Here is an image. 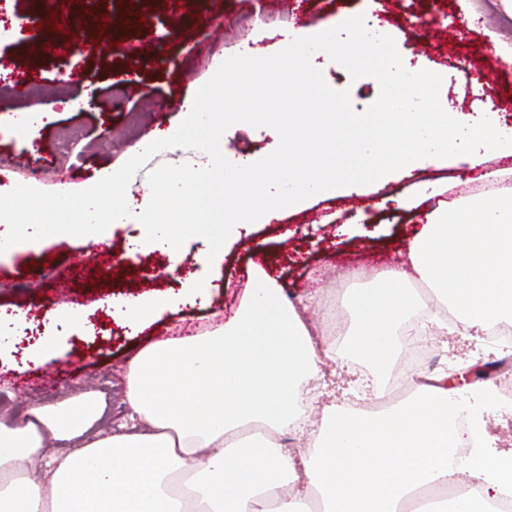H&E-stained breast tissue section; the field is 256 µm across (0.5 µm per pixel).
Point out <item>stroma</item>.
Returning <instances> with one entry per match:
<instances>
[{
    "instance_id": "stroma-1",
    "label": "stroma",
    "mask_w": 512,
    "mask_h": 512,
    "mask_svg": "<svg viewBox=\"0 0 512 512\" xmlns=\"http://www.w3.org/2000/svg\"><path fill=\"white\" fill-rule=\"evenodd\" d=\"M44 14L59 11L68 17L71 41L102 38L107 47L96 57L72 54L47 58L38 45L52 25H37L27 0H0V16L9 24L0 36V61L11 59L38 75L44 93L30 98L0 87V112H26L48 108L55 124L31 130L32 148L19 146L8 128L0 129V189L35 183L40 190L87 189L99 172L118 170L139 153L142 140L164 138L183 120L182 102L217 70L219 58L236 55L249 46L255 55L269 56L281 49L285 33L301 27L325 29L348 17L377 23L395 40L402 60L423 65L443 78L442 94L465 113L483 112L504 135L512 134V0H114V14L141 15L142 23L124 32H97L85 28L79 17L96 11V0H41ZM221 16L223 32L212 50L200 52L203 14ZM429 19L428 28L408 26V17ZM327 85L348 93L355 111H365L380 94L371 77L352 78L339 64L322 63ZM92 93L94 108L66 111L73 99ZM277 133L266 127L237 131L225 152L232 163L254 162L272 153ZM191 164L202 168L208 157L181 147L151 155L132 177L137 194L150 190L149 174L163 165ZM471 185L472 198L486 190L512 193V155L486 154L470 167L449 162L436 170L414 169L399 173L386 188L371 184L357 193L356 206L347 197L314 196L297 208L281 209L266 224L253 225L249 234L229 236L212 265L196 260L207 249L204 238L192 237L182 247L184 258L176 276L155 277L152 292L174 294L192 283L209 284L205 305L179 306L137 333L121 329L107 313L112 295L143 294L151 262H136L126 255L128 230L117 231L110 245L114 252L109 276L96 275V262L87 260V248L71 235L49 238L39 249L17 251L0 258V308L23 313L15 330L38 329L57 334L68 350L65 359L49 367L11 368L10 349L0 350V398L20 410L35 404L75 407L87 392L105 396L113 425L128 421L124 377L130 359L158 338L205 332L223 325L238 307L246 288L252 287L250 263L255 252L267 254L264 270L292 302H305L308 317L321 324L325 288L340 271L359 264L364 274L406 262L408 245L426 214L453 207L463 199L461 184ZM415 201L412 209L395 204L380 206L383 194ZM68 269L70 299L57 300V273ZM352 280L349 291L364 286ZM83 310V330L52 327L51 312ZM476 337L456 335L432 339L438 369L490 363L496 352L474 357ZM334 398L310 405L309 419H319L332 399H345L358 388L366 400L380 377L375 371L355 369L344 350L335 364L323 369Z\"/></svg>"
}]
</instances>
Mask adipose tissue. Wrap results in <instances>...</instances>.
I'll return each mask as SVG.
<instances>
[{
  "mask_svg": "<svg viewBox=\"0 0 512 512\" xmlns=\"http://www.w3.org/2000/svg\"><path fill=\"white\" fill-rule=\"evenodd\" d=\"M409 269L379 273L354 294L347 350L384 370L397 333L416 302L412 278L427 282L439 304L432 323L447 332V311L465 331L512 321V194H491L426 215L411 241ZM173 296L121 297L113 320L140 330L172 308ZM336 354L315 336L264 272L224 326L166 338L131 361L126 402L133 424L122 433L97 428L104 399L89 394L77 409L32 407L23 424L0 422V512H477L512 495V449L492 448L484 417L498 401L485 388L469 406L477 431L471 478L477 498L419 500L422 488L448 482V459L465 442L450 425L458 395L445 375L417 387L387 413L325 409L304 445L302 465L251 424L298 428L304 385ZM44 481L27 475L34 461ZM303 481L305 494L288 492Z\"/></svg>",
  "mask_w": 512,
  "mask_h": 512,
  "instance_id": "adipose-tissue-1",
  "label": "adipose tissue"
}]
</instances>
